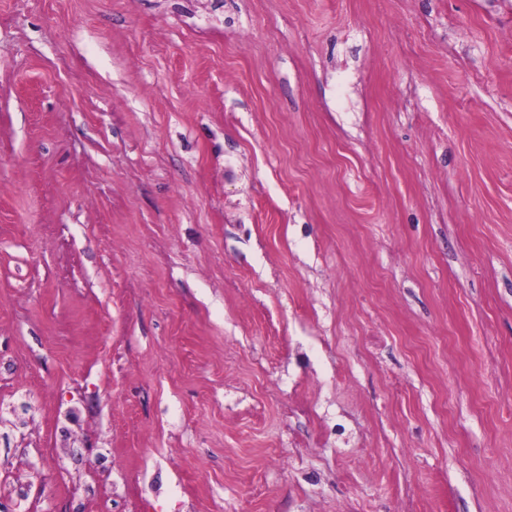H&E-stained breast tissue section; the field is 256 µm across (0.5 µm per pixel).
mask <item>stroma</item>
Instances as JSON below:
<instances>
[{
    "label": "stroma",
    "instance_id": "obj_1",
    "mask_svg": "<svg viewBox=\"0 0 512 512\" xmlns=\"http://www.w3.org/2000/svg\"><path fill=\"white\" fill-rule=\"evenodd\" d=\"M508 393L512 0H0V512H512Z\"/></svg>",
    "mask_w": 512,
    "mask_h": 512
}]
</instances>
